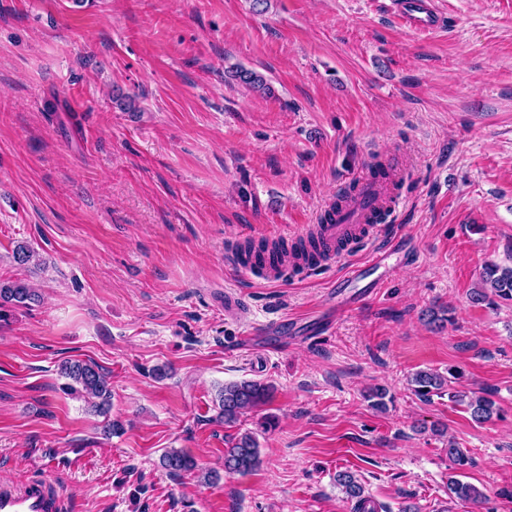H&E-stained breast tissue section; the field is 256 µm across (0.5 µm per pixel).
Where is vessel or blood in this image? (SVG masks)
<instances>
[{"mask_svg":"<svg viewBox=\"0 0 512 512\" xmlns=\"http://www.w3.org/2000/svg\"><path fill=\"white\" fill-rule=\"evenodd\" d=\"M391 9L399 24L416 33L442 29L445 17L435 0H392ZM355 194L343 208L337 220L317 227L320 257L317 264L298 260L237 257L235 264L256 278L274 282L281 273L299 279L311 272L313 266L332 267L351 258L359 248L371 246L370 262L380 265L391 256V245L384 239L396 211L398 192L392 179L376 178L369 174L354 176ZM64 500L52 493L46 477L24 483H0V512H63Z\"/></svg>","mask_w":512,"mask_h":512,"instance_id":"1","label":"vessel or blood"}]
</instances>
